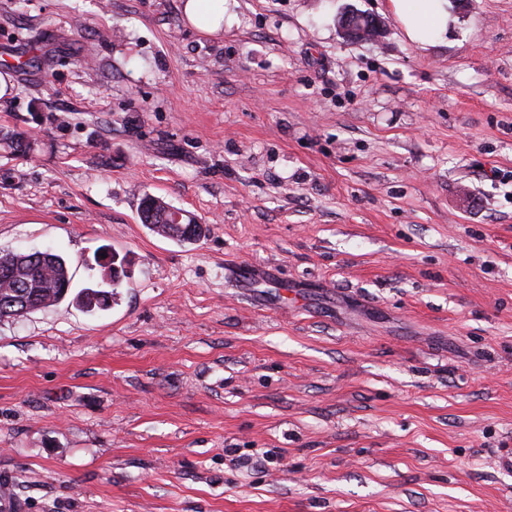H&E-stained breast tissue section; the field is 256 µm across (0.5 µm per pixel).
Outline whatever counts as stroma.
Here are the masks:
<instances>
[{
  "mask_svg": "<svg viewBox=\"0 0 512 512\" xmlns=\"http://www.w3.org/2000/svg\"><path fill=\"white\" fill-rule=\"evenodd\" d=\"M184 2L0 0V251L73 276L0 320V512H512V0ZM184 12L188 21L197 29L205 32H215L219 29V23H213V20L216 16H224V1L187 0ZM449 0H390L407 38L420 46L433 43L448 30ZM341 34L348 40L377 41L382 34L381 22L373 15L349 10L337 20ZM157 199L147 197L142 201L140 207V220L142 224L147 226L153 225V228L150 229L154 233L166 238L182 242L200 239L203 233L202 224H195L188 216H183V222L181 221V223L169 224V221L172 220V210H182L173 208L163 200ZM182 227H184L183 230L181 229ZM111 258H112V273L109 270V275H108L109 277H107V280L112 282V291L108 292V291H102V290L84 289V291L80 295H78L79 299L83 295V302L86 305L85 307L88 309H93L94 307L100 308L98 305L100 303V300L97 301V303L94 305V307H91V303H92L91 297L92 296L94 297L97 295L103 296L102 304L103 305L106 304V307H107L109 298H111L112 295L115 294L114 291L116 290V288L121 287L122 277H124V275H125L123 267H122V261H120V263H119V267L121 268V270H119L118 266L115 265V264H117L116 255L112 253Z\"/></svg>",
  "mask_w": 512,
  "mask_h": 512,
  "instance_id": "1",
  "label": "stroma"
}]
</instances>
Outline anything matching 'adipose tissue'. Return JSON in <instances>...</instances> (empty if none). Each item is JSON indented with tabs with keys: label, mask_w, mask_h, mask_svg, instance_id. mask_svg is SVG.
<instances>
[{
	"label": "adipose tissue",
	"mask_w": 512,
	"mask_h": 512,
	"mask_svg": "<svg viewBox=\"0 0 512 512\" xmlns=\"http://www.w3.org/2000/svg\"><path fill=\"white\" fill-rule=\"evenodd\" d=\"M407 38L420 46L432 44L448 28V0H390Z\"/></svg>",
	"instance_id": "1"
}]
</instances>
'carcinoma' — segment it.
Here are the masks:
<instances>
[{
	"label": "carcinoma",
	"mask_w": 512,
	"mask_h": 512,
	"mask_svg": "<svg viewBox=\"0 0 512 512\" xmlns=\"http://www.w3.org/2000/svg\"><path fill=\"white\" fill-rule=\"evenodd\" d=\"M173 207L161 199L145 198L140 207L141 223L152 226V231L166 238L182 242H191L200 239L203 227L183 217V222L170 223ZM20 260L22 273L9 285L0 288V319L12 316L23 300L34 297L29 305L30 311L46 309L59 304L71 288V276L66 260L59 254L49 252L43 258L37 254L17 255L13 252H0V273L15 265ZM124 270L112 266L113 291L86 289L82 292L86 308H91L92 297L103 296V303H108L114 295V289L121 287Z\"/></svg>",
	"instance_id": "obj_1"
}]
</instances>
